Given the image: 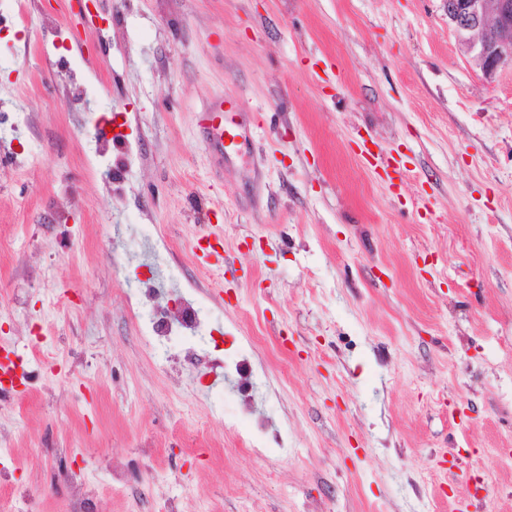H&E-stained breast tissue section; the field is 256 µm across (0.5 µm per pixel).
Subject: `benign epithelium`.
<instances>
[{
    "label": "benign epithelium",
    "instance_id": "obj_1",
    "mask_svg": "<svg viewBox=\"0 0 512 512\" xmlns=\"http://www.w3.org/2000/svg\"><path fill=\"white\" fill-rule=\"evenodd\" d=\"M448 25L464 51L494 81L512 64V0H446Z\"/></svg>",
    "mask_w": 512,
    "mask_h": 512
}]
</instances>
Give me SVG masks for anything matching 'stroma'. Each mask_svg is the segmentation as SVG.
<instances>
[{
    "label": "stroma",
    "mask_w": 512,
    "mask_h": 512,
    "mask_svg": "<svg viewBox=\"0 0 512 512\" xmlns=\"http://www.w3.org/2000/svg\"><path fill=\"white\" fill-rule=\"evenodd\" d=\"M21 2L0 100L31 113L32 156L0 168V343L31 394H0V512H73L79 471L99 512H512V64L486 81L445 0H96L81 28L76 0ZM89 86L142 155L115 184L71 109ZM221 98L234 149L200 125ZM148 228L234 336L216 358L142 336ZM246 342L288 451L252 447L220 384Z\"/></svg>",
    "instance_id": "1"
}]
</instances>
